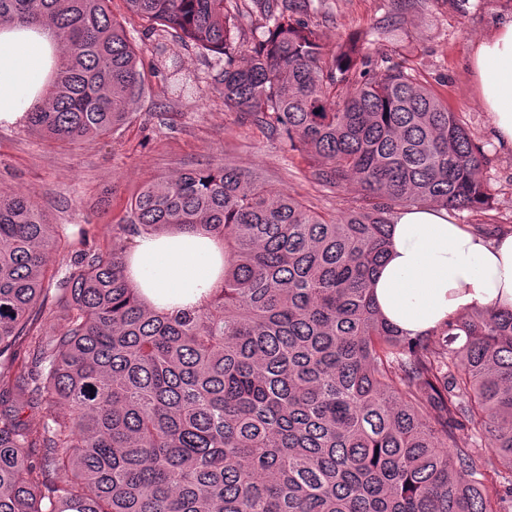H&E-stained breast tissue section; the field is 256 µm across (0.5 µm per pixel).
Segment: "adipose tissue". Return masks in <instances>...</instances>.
<instances>
[{
  "label": "adipose tissue",
  "mask_w": 512,
  "mask_h": 512,
  "mask_svg": "<svg viewBox=\"0 0 512 512\" xmlns=\"http://www.w3.org/2000/svg\"><path fill=\"white\" fill-rule=\"evenodd\" d=\"M59 46L38 24L0 23V126L25 122L45 103ZM469 63L494 141L512 149V16L474 44ZM139 297L156 308L202 300L224 277L211 234L181 230L141 236L126 261ZM382 317L408 335L436 329L478 307L512 309V234L494 240L430 207L399 211L392 246L372 285Z\"/></svg>",
  "instance_id": "adipose-tissue-1"
}]
</instances>
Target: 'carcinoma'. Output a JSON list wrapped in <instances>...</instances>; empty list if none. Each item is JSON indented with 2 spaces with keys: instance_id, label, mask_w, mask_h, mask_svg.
<instances>
[{
  "instance_id": "carcinoma-1",
  "label": "carcinoma",
  "mask_w": 512,
  "mask_h": 512,
  "mask_svg": "<svg viewBox=\"0 0 512 512\" xmlns=\"http://www.w3.org/2000/svg\"><path fill=\"white\" fill-rule=\"evenodd\" d=\"M109 2L0 0L1 22L40 23L61 48L35 134L76 145L130 119L144 74ZM126 3L217 59L227 107L364 196L327 219L232 164L185 169L128 201L112 246L81 240L58 279L54 225L0 189V512H512V310L408 336L371 294L401 209L490 206L461 119L354 43L325 61L288 0L265 3L243 55L224 0ZM195 226L223 247V281L189 307L141 302L125 240ZM50 296L66 314L48 334Z\"/></svg>"
}]
</instances>
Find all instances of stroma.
I'll list each match as a JSON object with an SVG mask.
<instances>
[{
  "label": "stroma",
  "mask_w": 512,
  "mask_h": 512,
  "mask_svg": "<svg viewBox=\"0 0 512 512\" xmlns=\"http://www.w3.org/2000/svg\"><path fill=\"white\" fill-rule=\"evenodd\" d=\"M110 8L124 22L145 77V92L128 122L109 137L73 147L42 138L25 123L0 127V189L25 193L59 227L60 239L47 256L50 271L61 277L70 272L80 228L106 244L133 195L183 168L231 163L326 215L361 197L358 185L339 189L318 179L316 160L288 150L253 118L225 107L211 86L212 57L169 36L144 37L125 0H112ZM224 9L237 20L236 46L247 49L260 35L258 0H224ZM509 13L512 0H307L301 13L323 33L328 54L360 39L374 63L406 66L465 122L486 155L481 176L491 202L453 219L467 227L485 225L495 236L512 233V151L494 143L467 60L471 46ZM167 52L179 54L196 90L176 91L162 67Z\"/></svg>",
  "instance_id": "1"
}]
</instances>
